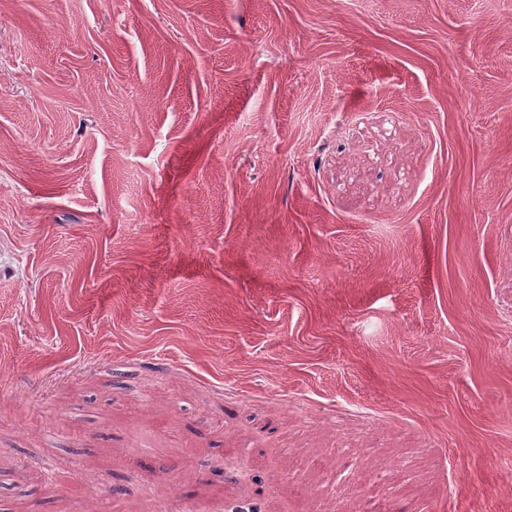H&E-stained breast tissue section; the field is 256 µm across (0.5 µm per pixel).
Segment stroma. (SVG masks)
Segmentation results:
<instances>
[{"instance_id": "stroma-1", "label": "stroma", "mask_w": 512, "mask_h": 512, "mask_svg": "<svg viewBox=\"0 0 512 512\" xmlns=\"http://www.w3.org/2000/svg\"><path fill=\"white\" fill-rule=\"evenodd\" d=\"M511 453L512 0H0V512H512Z\"/></svg>"}]
</instances>
